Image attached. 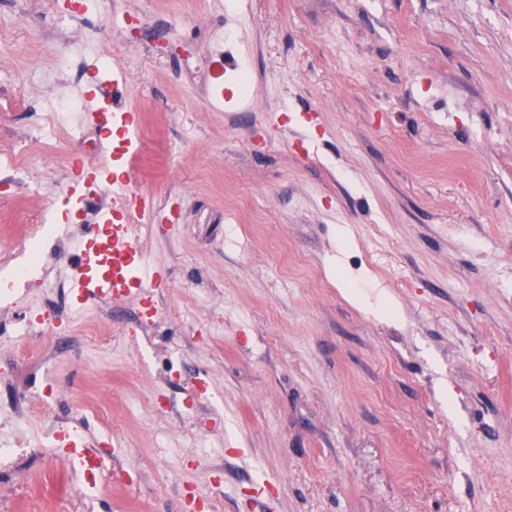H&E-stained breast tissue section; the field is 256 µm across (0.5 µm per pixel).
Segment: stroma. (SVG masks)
Segmentation results:
<instances>
[{
    "mask_svg": "<svg viewBox=\"0 0 512 512\" xmlns=\"http://www.w3.org/2000/svg\"><path fill=\"white\" fill-rule=\"evenodd\" d=\"M87 35L128 66L133 148L86 120L40 192L0 183V239L65 201L76 165L179 219L140 241L160 319L112 305L108 343L0 354V411L40 459L0 477V512H512V0H87ZM67 0H0V143L28 137L70 46ZM239 9L250 39L223 56ZM245 63L247 104L213 98ZM393 300L401 317L372 314ZM81 422L115 453L93 484L46 433Z\"/></svg>",
    "mask_w": 512,
    "mask_h": 512,
    "instance_id": "35a3bbf8",
    "label": "stroma"
}]
</instances>
